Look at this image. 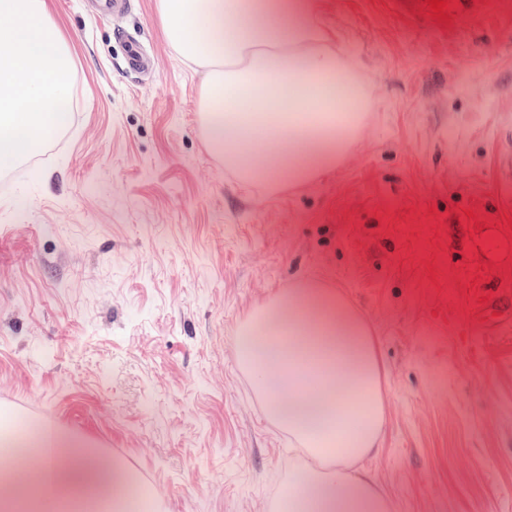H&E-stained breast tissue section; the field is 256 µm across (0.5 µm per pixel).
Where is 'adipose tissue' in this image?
I'll list each match as a JSON object with an SVG mask.
<instances>
[{
  "mask_svg": "<svg viewBox=\"0 0 512 512\" xmlns=\"http://www.w3.org/2000/svg\"><path fill=\"white\" fill-rule=\"evenodd\" d=\"M173 49L205 67L202 121L226 169L268 186H304L337 169L372 107L369 82L318 0H158ZM0 169L66 126L67 51L46 0H0ZM240 360L267 412L310 453L284 495L288 512H387L352 465L385 421L372 327L338 290L305 279L254 310ZM0 512H131L134 479L112 457L47 422H0ZM69 458L61 467L57 458ZM26 470L17 482L12 470Z\"/></svg>",
  "mask_w": 512,
  "mask_h": 512,
  "instance_id": "1",
  "label": "adipose tissue"
}]
</instances>
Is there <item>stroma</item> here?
Here are the masks:
<instances>
[{"label": "stroma", "instance_id": "stroma-1", "mask_svg": "<svg viewBox=\"0 0 512 512\" xmlns=\"http://www.w3.org/2000/svg\"><path fill=\"white\" fill-rule=\"evenodd\" d=\"M47 0L74 114L0 171V416L108 453L159 512H276L306 457L242 365L298 280L371 323L384 379L356 463L389 512H512V0H320L368 76L358 143L309 186L246 184L203 132L201 68L157 0ZM155 60L124 66L123 35Z\"/></svg>", "mask_w": 512, "mask_h": 512}]
</instances>
